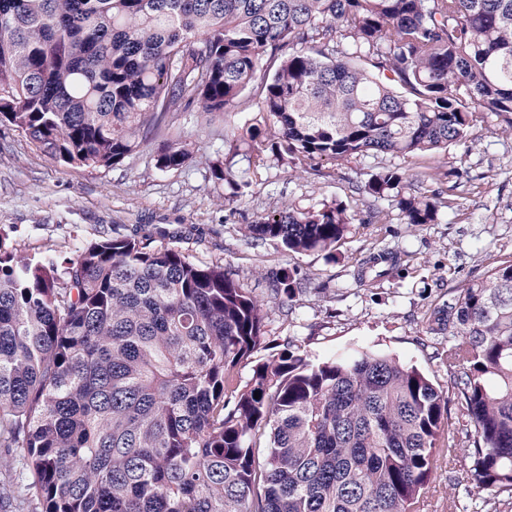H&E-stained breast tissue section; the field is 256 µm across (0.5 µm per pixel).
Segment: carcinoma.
I'll return each instance as SVG.
<instances>
[{
    "mask_svg": "<svg viewBox=\"0 0 512 512\" xmlns=\"http://www.w3.org/2000/svg\"><path fill=\"white\" fill-rule=\"evenodd\" d=\"M247 90L260 118L224 135L211 168L234 197L286 157L305 169L469 148L491 119L511 134L512 0H0V123L65 164L118 165L167 114L227 117ZM188 159L163 144L155 165ZM354 190L412 226L453 207L396 166ZM352 221L341 202L290 203L247 233L333 259ZM407 257L371 252L353 278ZM308 283L285 268L272 295L288 307ZM423 322L448 343L446 391L388 355L289 348L242 387L233 368L264 343V315L224 266L146 237L92 243L64 267L0 254V448L16 462L0 505L24 489L41 512H424L449 460L469 474L451 512H499L512 259Z\"/></svg>",
    "mask_w": 512,
    "mask_h": 512,
    "instance_id": "obj_1",
    "label": "carcinoma"
}]
</instances>
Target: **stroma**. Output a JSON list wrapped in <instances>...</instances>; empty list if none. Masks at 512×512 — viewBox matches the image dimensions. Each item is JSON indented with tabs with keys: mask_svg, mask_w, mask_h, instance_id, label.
Returning <instances> with one entry per match:
<instances>
[{
	"mask_svg": "<svg viewBox=\"0 0 512 512\" xmlns=\"http://www.w3.org/2000/svg\"><path fill=\"white\" fill-rule=\"evenodd\" d=\"M475 137L472 148L452 147L404 162L407 173L425 174L424 189L448 187L454 199L439 223L415 227L403 223L388 201L375 204L352 192L353 183L366 180L373 168L390 164L385 155L341 165L323 161L304 171L273 162L232 202L224 198L223 183L211 177L212 164L224 159V123L205 125L194 108L176 113L167 127L148 130L140 147L111 168L60 164L0 124V250L62 262L90 243L148 236L196 264L223 265L260 301L266 345L238 364L240 380L294 337L312 361L360 352L390 355L416 365L444 388L448 374L422 330L423 314L446 301L449 288L512 257V134L491 123L476 129ZM167 142L189 152L183 167L156 168V151ZM456 170L465 173L462 183L452 177ZM337 200L355 220L337 244L335 260L318 252L288 254L246 235L257 215L285 204L305 208ZM374 204L383 223L364 221ZM382 249L407 251L410 261L389 277L354 282L356 260ZM283 268L311 280L288 313L269 291ZM466 481L458 464L443 466L427 493V512H448Z\"/></svg>",
	"mask_w": 512,
	"mask_h": 512,
	"instance_id": "35a3bbf8",
	"label": "stroma"
}]
</instances>
